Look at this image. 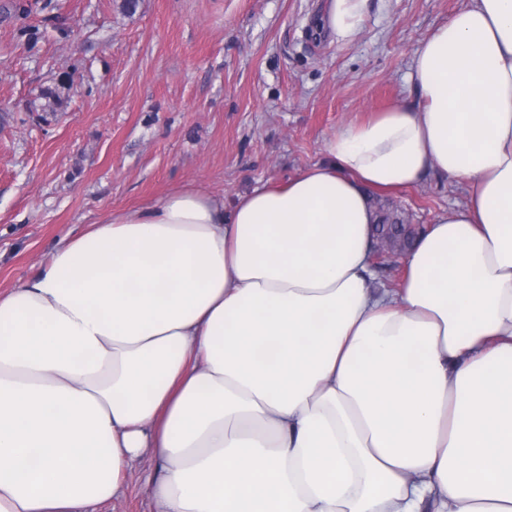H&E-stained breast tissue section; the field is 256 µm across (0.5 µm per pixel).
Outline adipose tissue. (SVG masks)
<instances>
[{"label":"adipose tissue","instance_id":"ef3b65f1","mask_svg":"<svg viewBox=\"0 0 512 512\" xmlns=\"http://www.w3.org/2000/svg\"><path fill=\"white\" fill-rule=\"evenodd\" d=\"M367 0H328L337 39ZM418 101L232 208L170 190L0 293V512H512V0L415 52ZM468 185L374 290V193ZM89 511L94 512H151L154 505L145 490V484L134 476L125 492L119 498L95 505Z\"/></svg>","mask_w":512,"mask_h":512}]
</instances>
